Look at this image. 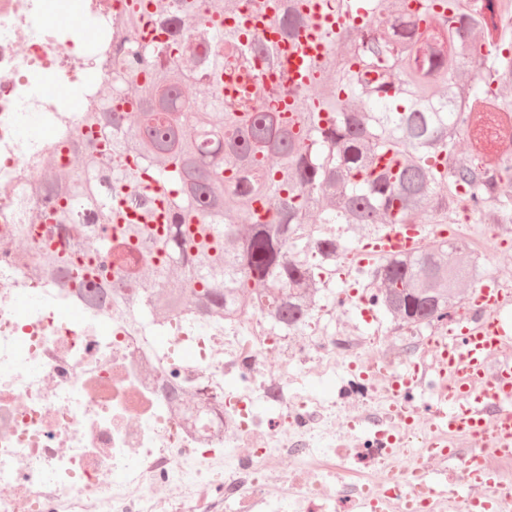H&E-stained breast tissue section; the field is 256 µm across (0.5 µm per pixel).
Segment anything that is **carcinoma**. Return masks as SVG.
Returning <instances> with one entry per match:
<instances>
[{
	"instance_id": "cac0c4a2",
	"label": "carcinoma",
	"mask_w": 512,
	"mask_h": 512,
	"mask_svg": "<svg viewBox=\"0 0 512 512\" xmlns=\"http://www.w3.org/2000/svg\"><path fill=\"white\" fill-rule=\"evenodd\" d=\"M242 4L124 0L112 19V86L134 91L109 100L99 91L83 113L78 169L35 184L46 237L68 240L36 245L38 274L63 287L99 278L89 300L109 305L128 281L158 284L136 308L146 325L186 305L241 316L264 299L269 332L290 336L341 247L332 236L300 240L298 225L454 224L462 192L479 223L503 216L512 197L494 194L482 172L512 191V151L495 154L512 140V0H321L344 23L321 30L326 52L309 65V85L266 88L258 105L223 93L238 60L280 66L259 33L213 23ZM311 21L305 0H280L282 39ZM154 28L164 43L143 41ZM287 97L289 118L278 110ZM127 101L132 120L117 109ZM489 104L473 125L470 114ZM459 138L471 145L464 156ZM144 174L159 191L141 187ZM137 253L153 261L139 264ZM479 269L464 245L435 239L382 259L374 302L402 325L431 326Z\"/></svg>"
}]
</instances>
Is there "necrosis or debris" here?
<instances>
[{"label": "necrosis or debris", "mask_w": 512, "mask_h": 512, "mask_svg": "<svg viewBox=\"0 0 512 512\" xmlns=\"http://www.w3.org/2000/svg\"><path fill=\"white\" fill-rule=\"evenodd\" d=\"M121 5L0 0V512H466L432 485L429 443L466 453L471 436L397 408L395 365L433 339L380 365L379 340L330 331L337 309L320 304L284 338L260 307L219 321L184 309L151 329L32 272L35 237L16 227L44 205L30 185L49 154L75 166L85 128L70 99L108 82ZM54 7L91 35L50 22ZM29 111L43 133L24 139ZM343 373L363 388L315 391Z\"/></svg>", "instance_id": "1"}]
</instances>
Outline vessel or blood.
Returning a JSON list of instances; mask_svg holds the SVG:
<instances>
[{
  "instance_id": "1",
  "label": "vessel or blood",
  "mask_w": 512,
  "mask_h": 512,
  "mask_svg": "<svg viewBox=\"0 0 512 512\" xmlns=\"http://www.w3.org/2000/svg\"><path fill=\"white\" fill-rule=\"evenodd\" d=\"M278 0H254L241 15L239 25L257 30L266 40L279 43L283 61L293 79H301L303 57L318 59L324 52L320 32L318 0L306 5L314 22L302 29L296 40L281 41L273 18ZM434 224H395L383 228L364 245L375 258L409 254L425 240L443 234ZM474 306L478 319L460 322L454 335L443 336L426 368L413 365L400 370L402 404L413 403L420 372H429L440 382L433 406L438 426L451 432L482 437L485 448L473 449L463 457L455 493L466 499L469 512H500L501 497L512 495V485L500 482L484 466L486 451L512 455V289L497 282L475 288ZM491 488V495L475 496L474 488Z\"/></svg>"
}]
</instances>
